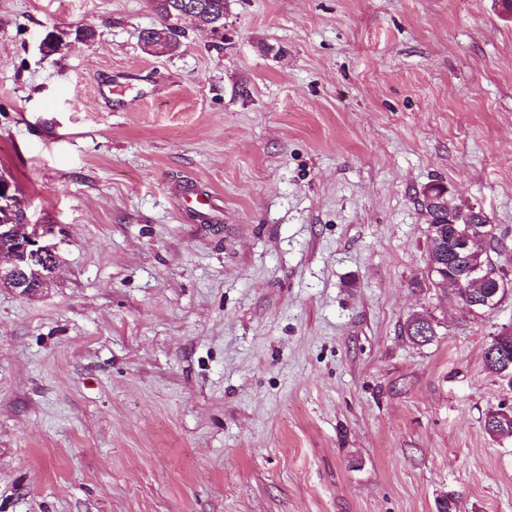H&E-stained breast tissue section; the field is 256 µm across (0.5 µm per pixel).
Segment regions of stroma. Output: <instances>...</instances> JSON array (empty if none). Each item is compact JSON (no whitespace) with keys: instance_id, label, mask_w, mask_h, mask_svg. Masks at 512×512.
<instances>
[{"instance_id":"35a3bbf8","label":"stroma","mask_w":512,"mask_h":512,"mask_svg":"<svg viewBox=\"0 0 512 512\" xmlns=\"http://www.w3.org/2000/svg\"><path fill=\"white\" fill-rule=\"evenodd\" d=\"M160 22L0 0V175L59 246L47 287L0 288V512H512L484 428L512 295L475 316L415 285L432 183L512 271V15L229 0L223 38L186 19L153 54Z\"/></svg>"}]
</instances>
